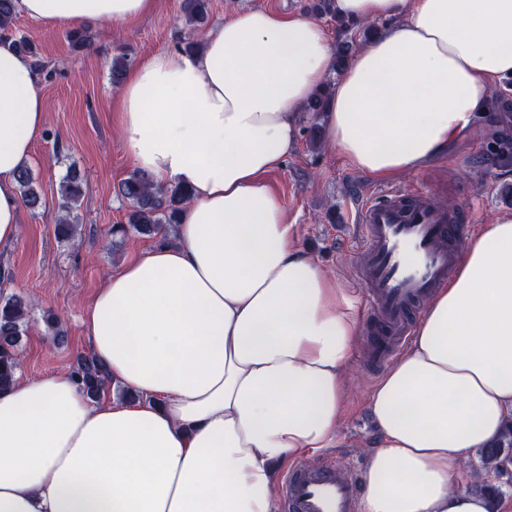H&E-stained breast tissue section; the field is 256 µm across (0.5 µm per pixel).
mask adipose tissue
Instances as JSON below:
<instances>
[{"label":"adipose tissue","instance_id":"adipose-tissue-1","mask_svg":"<svg viewBox=\"0 0 512 512\" xmlns=\"http://www.w3.org/2000/svg\"><path fill=\"white\" fill-rule=\"evenodd\" d=\"M155 4L17 0L52 28ZM336 12L387 25L332 83L323 26L273 9L238 10L199 53L128 73L130 158L193 199L176 245L126 259L81 319L128 397L90 398L66 370L0 392V512H274L276 468L335 446L360 319L267 178L327 83V138L355 169L390 180L448 152L512 77V0H336ZM46 122L30 61L1 40L2 247L19 236L16 175ZM369 408L380 438L362 512H488L456 476L512 417V214L469 237Z\"/></svg>","mask_w":512,"mask_h":512}]
</instances>
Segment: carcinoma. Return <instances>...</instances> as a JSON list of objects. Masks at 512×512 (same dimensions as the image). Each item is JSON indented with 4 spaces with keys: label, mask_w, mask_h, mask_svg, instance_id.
Masks as SVG:
<instances>
[{
    "label": "carcinoma",
    "mask_w": 512,
    "mask_h": 512,
    "mask_svg": "<svg viewBox=\"0 0 512 512\" xmlns=\"http://www.w3.org/2000/svg\"><path fill=\"white\" fill-rule=\"evenodd\" d=\"M208 0H183L182 10L185 25L197 30L207 19ZM320 17L336 21L341 39L336 45L335 67H344L354 51L353 25L336 16L333 0H318L315 6ZM16 15V0H0V31L8 32ZM512 161V145L504 141L495 154L485 158V168L501 166ZM17 189L20 198L29 208L41 205V196L31 169L24 165L17 174ZM62 216L55 225L58 239L70 241L78 235L80 224L77 210L85 195V183L80 174L72 172L65 176L59 187ZM119 195L128 202L127 221L112 225V234L120 239L112 240V251L116 252L131 234L154 238L161 245L169 243L173 225L179 223L182 209L191 201L192 191L180 184L158 186L149 174L137 170L119 185ZM27 306L24 301L11 295L0 299V389L8 388L20 368V342L27 331ZM71 375L86 393L96 398L111 385L104 366L91 355L79 356L70 367ZM479 465L474 468L471 490L483 493L487 498H497L498 486L482 479L481 474L502 476L512 465V419L508 420L498 439L489 447L477 450Z\"/></svg>",
    "instance_id": "cac0c4a2"
}]
</instances>
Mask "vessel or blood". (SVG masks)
Segmentation results:
<instances>
[{"instance_id": "1", "label": "vessel or blood", "mask_w": 512, "mask_h": 512, "mask_svg": "<svg viewBox=\"0 0 512 512\" xmlns=\"http://www.w3.org/2000/svg\"><path fill=\"white\" fill-rule=\"evenodd\" d=\"M358 280L373 316L372 365L393 357L408 333L413 305L431 294L454 267L466 227L426 191H385L358 212ZM358 465L297 462L283 477L284 512H359L364 486Z\"/></svg>"}]
</instances>
